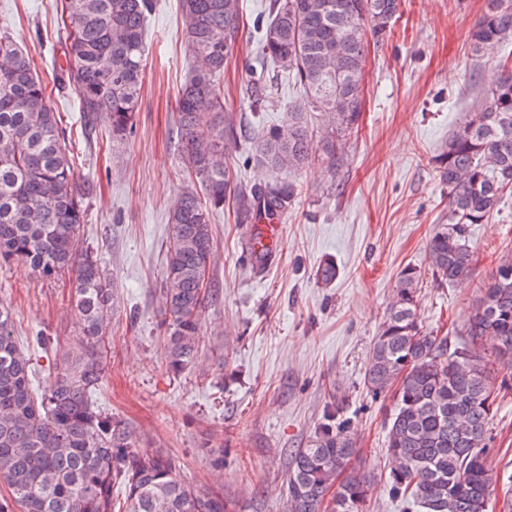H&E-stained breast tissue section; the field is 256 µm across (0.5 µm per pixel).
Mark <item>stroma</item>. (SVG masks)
Listing matches in <instances>:
<instances>
[{
	"instance_id": "35a3bbf8",
	"label": "stroma",
	"mask_w": 512,
	"mask_h": 512,
	"mask_svg": "<svg viewBox=\"0 0 512 512\" xmlns=\"http://www.w3.org/2000/svg\"><path fill=\"white\" fill-rule=\"evenodd\" d=\"M269 2L240 0L245 28L224 70V96L244 130L232 158L247 187L274 181L256 165L255 134L281 124L300 97L287 74L257 62L256 23L267 20ZM154 3L136 124L116 141L104 117L85 122L74 88L60 77L63 0H0V29L33 59L87 192L79 245L112 283L107 375L92 399L132 424L144 451L166 449L186 481L222 488L232 512H284L290 457L306 447L327 403L337 402L358 449L353 464L373 479L364 512H406L387 482L394 399L372 397L364 384L398 274L417 270L424 328L455 341L482 287L512 255L509 194L470 228L476 261L468 280L437 285L427 260L433 228L448 215L435 159L496 77L495 57L474 56L468 40L487 0H404L387 41L368 54L358 134L335 161L289 174L296 196L264 270L247 251L253 225L236 223L229 204L214 214L199 363L180 374L167 366L160 289L168 214L187 186L176 101L197 62L185 46L179 0ZM257 80L273 89L255 111L242 91ZM328 258L338 274L326 285L317 269ZM72 293L70 273L43 281L20 263L0 269V303L10 306L18 341L33 357L35 390L45 385L47 364L36 335L62 350L79 338ZM491 431L490 512H512V393L501 397Z\"/></svg>"
}]
</instances>
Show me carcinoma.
<instances>
[{"mask_svg": "<svg viewBox=\"0 0 512 512\" xmlns=\"http://www.w3.org/2000/svg\"><path fill=\"white\" fill-rule=\"evenodd\" d=\"M239 2L180 0L185 44L201 69L182 89L176 136L202 191L185 190L168 218L162 293L167 363L177 374L198 358L206 276L215 256L213 212L231 197L238 223L261 224L287 214L295 196L285 180L243 189L229 163L235 124L221 77L244 29ZM401 7L402 0H272L259 57L291 75L303 94L286 122L262 134L255 154L261 166L286 175L335 157L359 131L368 42H385ZM152 8V0H65L62 72L85 118L109 115L114 140L133 131ZM510 42L512 0H488L470 34L473 54L504 52ZM246 94L256 108L269 87L254 83ZM309 112L324 113L317 136ZM61 134V116L48 104L29 55L0 33V269L22 261L40 278L75 270V310L83 322L81 340L59 356L50 354L49 338L35 337L53 367L38 394L31 354L14 336L10 309L0 305V485L10 491L0 499V512H230L223 492L191 486L161 448L140 451L134 428L92 401L106 375L102 333L112 284L91 252L78 254L83 192ZM435 163L448 190V220L437 225L427 255L432 275L445 285L470 277L469 226L483 223L512 189L508 60H500L483 105ZM251 258L258 269L270 258L257 234ZM466 336L450 351L448 337L423 330L419 276L403 268L371 348L365 384L375 397H396L387 432L395 462L389 484L420 512H489V425L497 398L512 390L505 378L495 384L493 369H512L511 259L484 285ZM485 336L495 341L489 356L480 350ZM355 451L348 423L328 407L310 444L292 456L285 512H362L371 477L347 470Z\"/></svg>", "mask_w": 512, "mask_h": 512, "instance_id": "carcinoma-1", "label": "carcinoma"}]
</instances>
